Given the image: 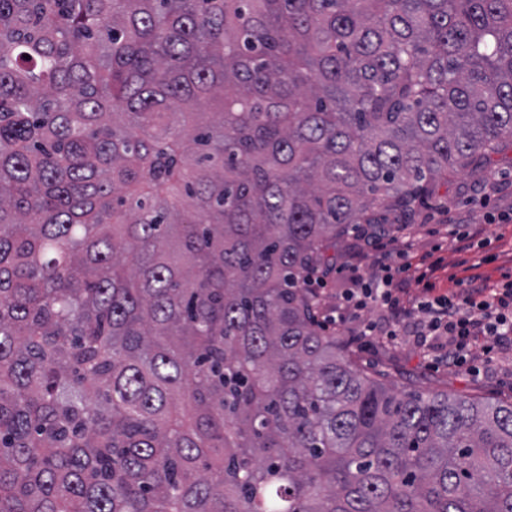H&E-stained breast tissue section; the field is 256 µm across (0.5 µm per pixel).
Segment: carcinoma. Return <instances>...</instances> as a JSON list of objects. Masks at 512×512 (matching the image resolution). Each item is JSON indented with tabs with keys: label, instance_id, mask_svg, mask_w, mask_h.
Listing matches in <instances>:
<instances>
[{
	"label": "carcinoma",
	"instance_id": "1",
	"mask_svg": "<svg viewBox=\"0 0 512 512\" xmlns=\"http://www.w3.org/2000/svg\"><path fill=\"white\" fill-rule=\"evenodd\" d=\"M510 144L512 0H0V512H512L306 285Z\"/></svg>",
	"mask_w": 512,
	"mask_h": 512
}]
</instances>
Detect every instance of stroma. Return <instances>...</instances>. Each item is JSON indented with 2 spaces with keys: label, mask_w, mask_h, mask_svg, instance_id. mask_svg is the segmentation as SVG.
<instances>
[{
  "label": "stroma",
  "mask_w": 512,
  "mask_h": 512,
  "mask_svg": "<svg viewBox=\"0 0 512 512\" xmlns=\"http://www.w3.org/2000/svg\"><path fill=\"white\" fill-rule=\"evenodd\" d=\"M491 170L502 178L496 192H488L476 176L465 172L419 205L408 224L383 214L379 217V227L356 224L347 234L338 237L336 268L325 287L317 291L319 315L335 309L337 291L349 287L352 276L368 277L375 273L373 240L390 239L399 229L409 241L411 262H419L424 257L438 262L439 268L432 281L437 293H446L452 286V277L466 274L462 254L456 252L452 244L441 241L439 224L446 207L451 208L460 223L469 225L471 232L493 238L492 250L498 258L493 263L481 265L478 274L486 288H496L504 273H512V147L494 156ZM328 332L355 352L361 366L384 373L387 384L394 388L445 390L469 397L512 400L511 350L501 354L499 360L489 364L483 373L474 376L464 367L451 370L436 364L433 351L404 339L389 342L375 336L366 341L333 326Z\"/></svg>",
  "instance_id": "35a3bbf8"
}]
</instances>
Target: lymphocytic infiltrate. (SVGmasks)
I'll use <instances>...</instances> for the list:
<instances>
[{"label":"lymphocytic infiltrate","mask_w":512,"mask_h":512,"mask_svg":"<svg viewBox=\"0 0 512 512\" xmlns=\"http://www.w3.org/2000/svg\"><path fill=\"white\" fill-rule=\"evenodd\" d=\"M408 252V242L394 237L381 245L379 275L358 279L341 292L336 325L356 324L361 337H411L418 346L439 350L441 362L452 367L468 364L479 336L487 340L484 353L512 350L511 280L488 291L474 277L459 278L448 294L436 296L429 281L435 265L413 267ZM412 277L424 283L427 293L408 301L402 292ZM367 310L376 311V318L363 320Z\"/></svg>","instance_id":"1"}]
</instances>
